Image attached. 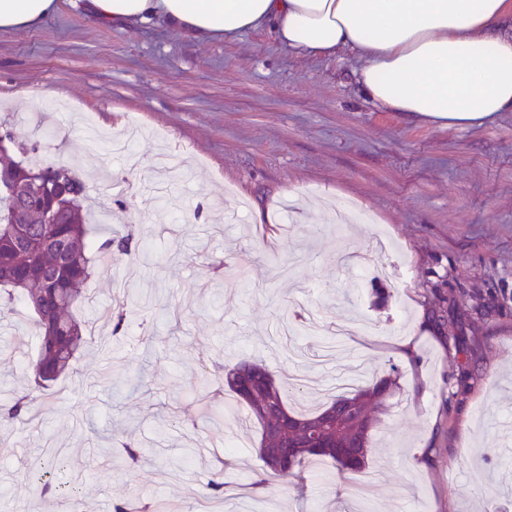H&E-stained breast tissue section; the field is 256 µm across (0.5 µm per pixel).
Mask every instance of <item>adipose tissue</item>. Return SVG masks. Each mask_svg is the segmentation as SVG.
<instances>
[{"label":"adipose tissue","mask_w":512,"mask_h":512,"mask_svg":"<svg viewBox=\"0 0 512 512\" xmlns=\"http://www.w3.org/2000/svg\"><path fill=\"white\" fill-rule=\"evenodd\" d=\"M124 30L163 20L197 40L267 30L320 59L345 50L363 97L441 127L512 112V0H73ZM56 0H0V31L29 28Z\"/></svg>","instance_id":"ef3b65f1"}]
</instances>
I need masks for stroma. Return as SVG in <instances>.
Here are the masks:
<instances>
[{
  "mask_svg": "<svg viewBox=\"0 0 512 512\" xmlns=\"http://www.w3.org/2000/svg\"><path fill=\"white\" fill-rule=\"evenodd\" d=\"M348 53L311 59L253 30L199 41L153 22L115 30L60 0L0 32V117L73 166L103 239L133 226L135 260H103L77 311L90 343L30 421L0 425V512H36L32 464L71 459L84 512L123 494L193 512L232 433L223 512H359L332 464L253 491L259 429L211 419L205 368L257 355L322 404L352 378L394 376L372 432L370 512H512V114L470 128L387 112ZM369 223L336 233L333 205ZM125 304L113 333L103 309ZM310 310L312 333L284 319ZM464 343L449 351V335ZM37 351L24 307L0 320V406ZM465 387H457L461 366ZM143 459L103 464L126 440ZM497 494H488V486Z\"/></svg>",
  "mask_w": 512,
  "mask_h": 512,
  "instance_id": "1",
  "label": "stroma"
}]
</instances>
